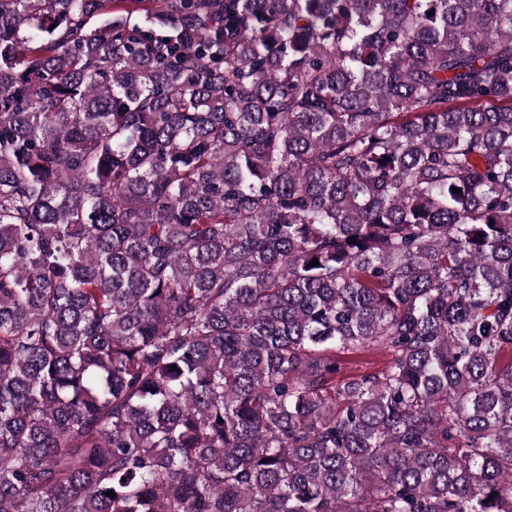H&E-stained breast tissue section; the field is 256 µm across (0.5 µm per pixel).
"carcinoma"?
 I'll return each mask as SVG.
<instances>
[{
  "mask_svg": "<svg viewBox=\"0 0 512 512\" xmlns=\"http://www.w3.org/2000/svg\"><path fill=\"white\" fill-rule=\"evenodd\" d=\"M507 355L512 0H0V512H512ZM340 360L343 361L344 374L343 375H352L357 373V369L361 368L365 363L361 362H370L371 367L381 366L382 362L385 358L380 353H365V354H351V355H340Z\"/></svg>",
  "mask_w": 512,
  "mask_h": 512,
  "instance_id": "obj_1",
  "label": "carcinoma"
}]
</instances>
